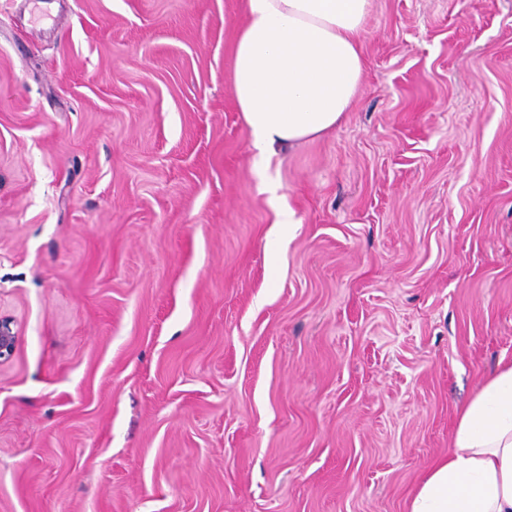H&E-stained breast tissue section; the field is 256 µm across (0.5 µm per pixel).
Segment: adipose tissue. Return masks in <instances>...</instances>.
<instances>
[{"mask_svg": "<svg viewBox=\"0 0 512 512\" xmlns=\"http://www.w3.org/2000/svg\"><path fill=\"white\" fill-rule=\"evenodd\" d=\"M371 2L245 0L228 79L258 155L341 123L362 86ZM409 512H512V360L461 409L447 457L426 471Z\"/></svg>", "mask_w": 512, "mask_h": 512, "instance_id": "ef3b65f1", "label": "adipose tissue"}]
</instances>
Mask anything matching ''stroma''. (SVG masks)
Segmentation results:
<instances>
[{"instance_id":"stroma-1","label":"stroma","mask_w":512,"mask_h":512,"mask_svg":"<svg viewBox=\"0 0 512 512\" xmlns=\"http://www.w3.org/2000/svg\"><path fill=\"white\" fill-rule=\"evenodd\" d=\"M244 19L0 0V512H408L512 360V0H372L260 166Z\"/></svg>"}]
</instances>
